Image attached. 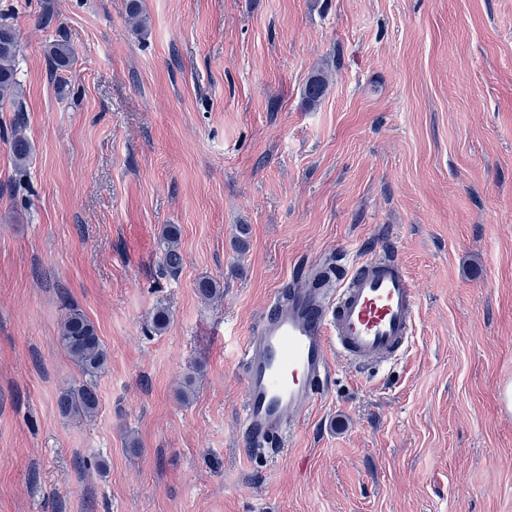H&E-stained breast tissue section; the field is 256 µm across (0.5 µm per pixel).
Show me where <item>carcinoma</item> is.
Segmentation results:
<instances>
[{
  "label": "carcinoma",
  "mask_w": 512,
  "mask_h": 512,
  "mask_svg": "<svg viewBox=\"0 0 512 512\" xmlns=\"http://www.w3.org/2000/svg\"><path fill=\"white\" fill-rule=\"evenodd\" d=\"M127 15L135 26V30L146 29V17L142 11L141 0H128ZM47 56L54 69L69 67L75 52L71 43L63 38L53 40L47 47ZM19 36L13 26L0 17V102L5 100L14 103L15 117L12 136L9 141L15 165L22 168L28 164L30 143L22 134L21 123L24 120L23 108L19 101ZM328 86L325 74L311 77L305 84L303 96L309 106L316 105L324 96ZM178 228L171 224L166 227L160 243L162 246L163 264L171 272H176L183 265V255L178 244ZM201 298L212 301L224 295V284L216 279L204 277L196 284ZM59 343L78 366L86 382L76 388L64 390L59 397V408L63 415L76 419H87L95 415L99 406V397L95 379L108 363V352L98 335L94 323L75 304L66 306V313L60 324Z\"/></svg>",
  "instance_id": "cac0c4a2"
}]
</instances>
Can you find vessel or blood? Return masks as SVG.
Instances as JSON below:
<instances>
[{"label": "vessel or blood", "mask_w": 512, "mask_h": 512, "mask_svg": "<svg viewBox=\"0 0 512 512\" xmlns=\"http://www.w3.org/2000/svg\"><path fill=\"white\" fill-rule=\"evenodd\" d=\"M417 295L404 263L387 253L353 264L334 287L290 284L239 354L244 378L239 444L288 442L333 370L334 357L372 369L411 348Z\"/></svg>", "instance_id": "1"}]
</instances>
